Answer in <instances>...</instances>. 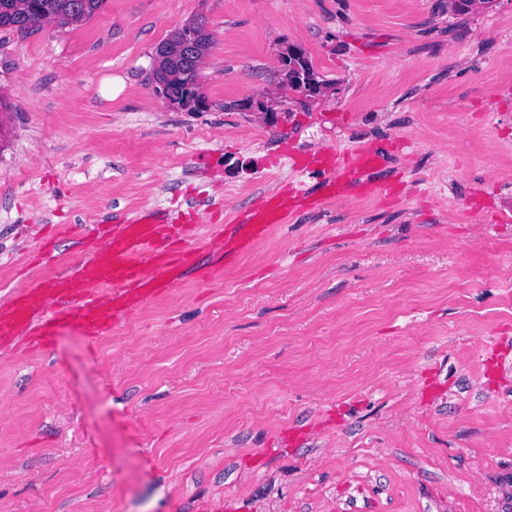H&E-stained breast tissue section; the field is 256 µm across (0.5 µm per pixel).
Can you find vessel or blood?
Returning <instances> with one entry per match:
<instances>
[{
  "instance_id": "vessel-or-blood-1",
  "label": "vessel or blood",
  "mask_w": 512,
  "mask_h": 512,
  "mask_svg": "<svg viewBox=\"0 0 512 512\" xmlns=\"http://www.w3.org/2000/svg\"><path fill=\"white\" fill-rule=\"evenodd\" d=\"M376 151L361 148L338 154L316 189L320 200L335 198L348 186L369 184L378 166ZM291 195L271 196L251 209L223 240L227 250L242 251L292 212ZM109 238L87 251L70 271L33 282L0 303V345L23 336L50 347L57 325L79 324L100 336L132 315L147 299L173 287L190 268L199 249L193 225L174 223L168 214L145 211L116 215Z\"/></svg>"
}]
</instances>
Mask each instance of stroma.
<instances>
[{
    "instance_id": "1",
    "label": "stroma",
    "mask_w": 512,
    "mask_h": 512,
    "mask_svg": "<svg viewBox=\"0 0 512 512\" xmlns=\"http://www.w3.org/2000/svg\"><path fill=\"white\" fill-rule=\"evenodd\" d=\"M199 16L206 106L174 110L156 50ZM291 46L323 94L284 81ZM355 146L382 157L373 194L231 262L208 246ZM511 187L512 0H104L1 29L0 302L142 210L194 208L217 276L0 350V512H512V371L489 358L512 342Z\"/></svg>"
}]
</instances>
